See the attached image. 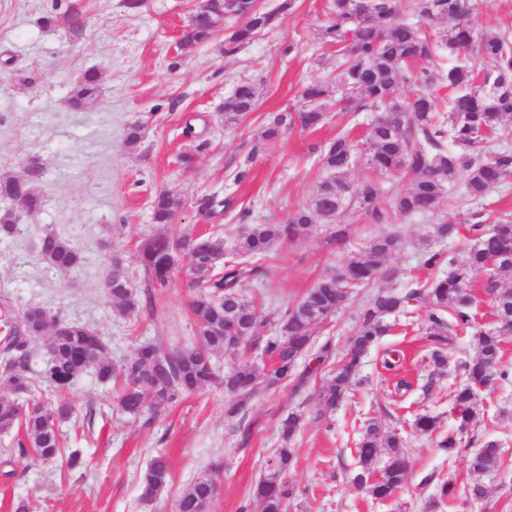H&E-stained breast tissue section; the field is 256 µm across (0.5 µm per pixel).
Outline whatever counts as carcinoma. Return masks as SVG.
Listing matches in <instances>:
<instances>
[{"label":"carcinoma","instance_id":"carcinoma-1","mask_svg":"<svg viewBox=\"0 0 512 512\" xmlns=\"http://www.w3.org/2000/svg\"><path fill=\"white\" fill-rule=\"evenodd\" d=\"M294 0H283L273 11L244 0H210V13L191 17L182 43L193 47L207 42L215 28L210 17L222 11L246 19L225 39L224 52L232 54L258 32L274 27ZM329 18L321 29V39L336 48V66L325 79L306 85L303 105L292 112H280L262 132V138L275 139L295 124L315 129L326 119L323 106L328 99L344 104L348 112H370L366 140L356 141L339 133L320 150L322 174L313 189L310 202L290 214L283 224H250L235 238L229 251L224 241L211 235L172 239L153 237L141 245L140 259L150 280L159 288L168 286L179 259L186 261L190 287L194 288L191 309L196 331L183 345L162 350L154 344L141 345L134 358L121 367L109 359L106 346L97 334L78 324L50 317L38 305L16 312L3 305V350L0 351V389L13 395L0 398V432L17 428L23 437L17 440L21 455L31 448L45 462H53L59 453L56 422L69 418L73 408L60 402L48 409L39 403H22L20 398L33 392L42 382L61 392L89 369L102 381L123 377L119 406L127 414L147 410L158 412L183 393L203 386L221 384L224 392L245 401L259 387H274L294 371L298 360L312 344L314 326L345 307L349 289L375 283L385 259L396 252L400 240L395 235H379L361 246L338 269L336 275L319 281L299 302L289 307L279 321L276 335L265 336L266 320L255 305L245 298L244 288L264 275L253 259L267 254L275 245L293 242L306 235L314 219L336 224L332 233L337 241L346 238L341 226L346 216L371 224H388L400 216L432 215L443 201L461 193L479 200L497 189L505 174L512 171V151L487 145L489 136L505 123H512V30L475 31L471 0H414L415 19L401 15L399 0H328ZM448 64H442L443 57ZM412 82L418 91L410 100L401 99L404 83ZM100 73L86 71L71 96V104L82 109L99 93ZM448 88L451 96L441 105L436 88ZM254 86L240 83L225 103L232 120L253 111ZM371 172L364 181L354 183L351 173L357 168ZM411 175L409 188L396 195L389 209H381L379 175ZM40 167H27L26 177L0 175V202H18L28 213L41 209L43 198L37 189ZM179 201L162 190L152 200V220L169 224ZM19 215L9 207L0 208V237L18 229ZM475 243L464 264L427 285L432 308L426 314L427 331L439 344L430 355L439 370L450 367L449 335L472 327L473 296L471 278L483 273L482 288L493 298L494 324L478 330L476 353L461 364L463 381L454 391L453 411L459 427L467 428L480 419L477 392L496 377L503 343L512 336V288L501 286L498 276L512 272V220L502 215L489 218L481 211L464 219ZM43 258L55 269L64 271L82 262L79 250L69 240L55 234L41 238ZM107 295L113 306L126 313L138 301L126 275L112 271L107 280ZM415 293L398 295L381 290L373 297L358 325L347 353L336 364L321 402L335 404L339 393L356 378L362 359L388 332L385 318L405 308ZM53 328L49 342L51 357L35 379L30 373V345L47 328ZM259 347L270 360L265 371L242 361L221 373L212 361L215 351ZM302 415L291 412L282 421L283 444L266 464L287 471L293 462L288 443L301 424ZM386 448L388 461L381 478L372 480L380 448ZM360 469L354 483L367 487L378 500L389 498L408 479L401 439L395 433L380 434L379 426H365L357 448ZM497 442H486L473 456L472 469L491 473L500 468ZM169 477L167 461L151 460L139 483V497L154 500ZM213 488L209 479L191 484L181 495L177 512H196ZM288 495L283 479L274 480L264 471L253 491L263 504V512H281Z\"/></svg>","mask_w":512,"mask_h":512}]
</instances>
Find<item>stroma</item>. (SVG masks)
Instances as JSON below:
<instances>
[{"instance_id": "1", "label": "stroma", "mask_w": 512, "mask_h": 512, "mask_svg": "<svg viewBox=\"0 0 512 512\" xmlns=\"http://www.w3.org/2000/svg\"><path fill=\"white\" fill-rule=\"evenodd\" d=\"M194 5L147 0L134 15L122 0H0V174L23 175L32 161L43 169L41 209L21 213L18 231L0 238V302L17 311L35 304L92 329L116 365L146 342L164 349L184 344L195 328L184 270L174 272L168 287H152L139 260L145 241L216 231L228 242L241 229L238 213L245 208L250 223L284 222L310 200L320 175L319 148L342 131L363 139L370 121L369 114L339 111L330 100L323 127L296 126L272 141L260 137L268 116L299 107L303 86L325 78L336 64L334 50L320 39L326 0H295L276 27L232 55L225 54L224 40L237 24L233 18L207 43L178 49ZM72 11L84 21L80 30L67 20ZM48 15L55 22L47 27L42 19ZM90 68L101 75L100 95L74 109L70 96ZM241 81L255 86L256 107L230 121L224 103ZM134 124L143 131L132 146L126 135ZM187 124L195 131L189 139L182 134ZM192 144L199 152L186 169L179 157ZM241 170L246 176L240 180ZM161 190L180 201L175 221L165 225L151 221ZM207 197L214 207L205 213L198 202ZM477 208L512 215V174L482 201L459 196L435 215L396 219L391 229L401 248L385 261L378 288L403 294L446 275L445 263L425 266L434 252L463 262L467 240L439 239L435 227ZM383 230L355 222L339 244L328 225L317 224L262 256L264 275L244 294L265 316L267 335H275L287 307ZM48 233L70 240L81 264L69 271L51 267L40 252ZM116 265L139 300L128 313L115 310L106 293ZM375 290L351 289L347 305L316 326L311 348L288 380L259 390L235 415L233 398L218 385L179 397L159 415L138 417L119 408V383L100 381L92 370L60 394L36 386L33 400L73 406V417L60 425L61 453L79 451L83 464L70 470L63 458L45 463L32 452L19 455L15 432L0 433V512H14L23 499L30 512H176L182 491L200 477L217 487L209 512H260L252 491L291 411L302 413L303 424L291 441L284 512H512V339L499 365L506 378L478 392L480 421L454 450L439 442L457 427L450 409L461 376L438 373L429 360L431 304L424 297L387 317L389 330L365 357L356 384L340 393L333 409L321 411L320 393ZM393 350L400 361L385 368ZM426 412L440 417V432L414 428L416 415ZM242 420L253 430L246 444L235 432ZM371 420L399 433L405 444L407 483L385 501L353 482L359 432ZM488 440L499 442L502 465L493 473L473 471L470 459ZM158 455L168 461L169 478L158 498L145 503L139 481ZM446 482L455 485L454 498L428 510ZM476 484L485 489L478 501L468 493Z\"/></svg>"}]
</instances>
